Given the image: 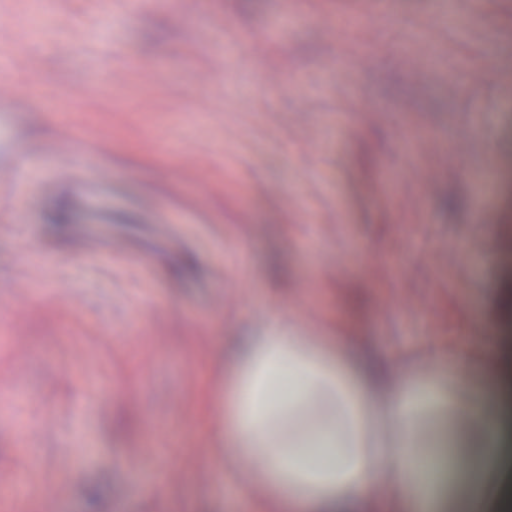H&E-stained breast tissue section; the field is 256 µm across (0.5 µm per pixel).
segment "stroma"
I'll return each instance as SVG.
<instances>
[{
	"label": "stroma",
	"instance_id": "obj_1",
	"mask_svg": "<svg viewBox=\"0 0 512 512\" xmlns=\"http://www.w3.org/2000/svg\"><path fill=\"white\" fill-rule=\"evenodd\" d=\"M127 2L106 23L91 0L40 19L0 0V306L22 309L0 317V475L35 463L8 512L55 485L66 512H248L212 437L219 335L292 302L380 353L475 357L512 331L489 220L512 206V69L475 80L512 22L495 0L461 18L382 0L378 21L337 0ZM464 141L465 169L435 168Z\"/></svg>",
	"mask_w": 512,
	"mask_h": 512
}]
</instances>
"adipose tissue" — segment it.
I'll use <instances>...</instances> for the list:
<instances>
[{"instance_id": "adipose-tissue-1", "label": "adipose tissue", "mask_w": 512, "mask_h": 512, "mask_svg": "<svg viewBox=\"0 0 512 512\" xmlns=\"http://www.w3.org/2000/svg\"><path fill=\"white\" fill-rule=\"evenodd\" d=\"M305 317L291 305L226 351L222 440L238 494L253 512H352L380 498L394 512H444L446 459L420 438L479 413L468 358L441 370L453 347L427 342L375 358L349 336L298 335ZM482 361L503 391L466 472L468 501L470 512H499L495 492L512 483V372L496 355Z\"/></svg>"}]
</instances>
